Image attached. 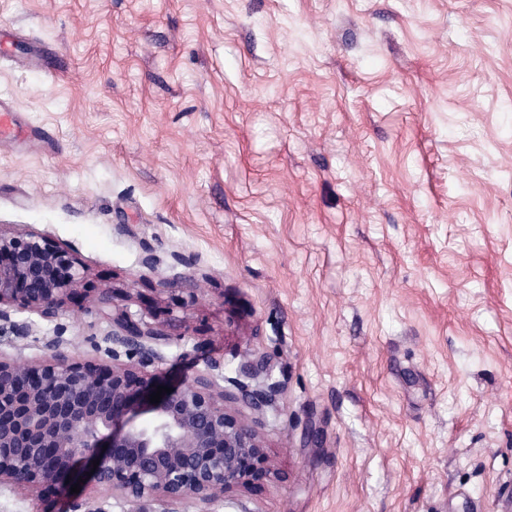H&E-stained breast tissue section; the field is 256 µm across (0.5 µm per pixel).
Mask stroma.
<instances>
[{"label": "stroma", "mask_w": 512, "mask_h": 512, "mask_svg": "<svg viewBox=\"0 0 512 512\" xmlns=\"http://www.w3.org/2000/svg\"><path fill=\"white\" fill-rule=\"evenodd\" d=\"M0 34V227L84 268L0 354L96 357L109 288L167 387L248 351L281 387L270 481L210 512H512V0H0Z\"/></svg>", "instance_id": "obj_1"}]
</instances>
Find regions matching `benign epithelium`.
<instances>
[{
	"label": "benign epithelium",
	"instance_id": "1",
	"mask_svg": "<svg viewBox=\"0 0 512 512\" xmlns=\"http://www.w3.org/2000/svg\"><path fill=\"white\" fill-rule=\"evenodd\" d=\"M82 275L62 247L0 228V321L15 335L25 338L32 327L10 312L55 318ZM93 303L112 319L108 360L70 363L57 341L39 363L0 355V485L57 491L91 473L92 492L74 499L70 512H108V501L95 495L100 489L135 512H177L187 499L209 506L263 485L270 469L261 437L224 402L238 400L259 415L274 403L277 385L253 388L209 360L205 373L152 404L170 334L113 311L110 288L99 289Z\"/></svg>",
	"mask_w": 512,
	"mask_h": 512
}]
</instances>
